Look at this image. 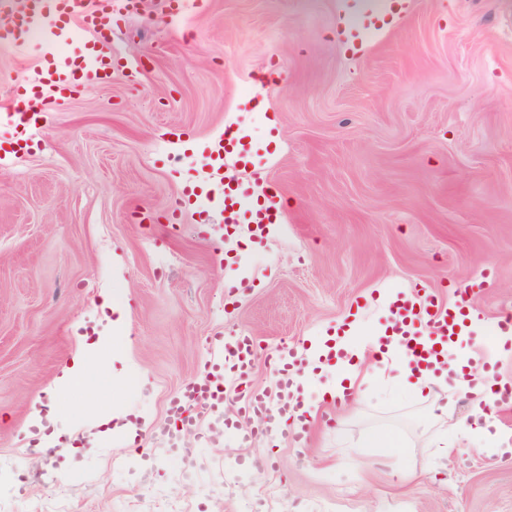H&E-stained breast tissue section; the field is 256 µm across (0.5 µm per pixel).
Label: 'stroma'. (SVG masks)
I'll use <instances>...</instances> for the list:
<instances>
[{
  "label": "stroma",
  "mask_w": 512,
  "mask_h": 512,
  "mask_svg": "<svg viewBox=\"0 0 512 512\" xmlns=\"http://www.w3.org/2000/svg\"><path fill=\"white\" fill-rule=\"evenodd\" d=\"M337 9L201 0L173 21L142 0L113 33L124 65L0 167V512H512V454L436 456L450 422L377 373L305 447L239 445L232 404L194 464L149 454L214 337L254 336L262 389L281 339L381 331L379 294L463 297L487 325L512 313V0H413L360 57ZM42 64L40 44L0 42V107ZM228 126L288 204L268 238L233 240L186 197ZM105 293L132 303L118 348ZM87 327L106 339L89 369L110 367L91 396L58 386ZM52 392L72 447L36 441L33 399ZM115 412L136 435L102 431ZM370 431L396 447H367Z\"/></svg>",
  "instance_id": "obj_1"
}]
</instances>
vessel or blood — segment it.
Segmentation results:
<instances>
[{
  "label": "vessel or blood",
  "mask_w": 512,
  "mask_h": 512,
  "mask_svg": "<svg viewBox=\"0 0 512 512\" xmlns=\"http://www.w3.org/2000/svg\"><path fill=\"white\" fill-rule=\"evenodd\" d=\"M139 4L140 0H0V30L17 23L23 27L26 39L49 46L35 77L23 75L14 79L9 107L0 113V119L25 130L38 127L43 114L54 111L76 90L107 82L114 61L112 26L122 17L136 13ZM406 8V0H350L339 19L337 34L351 51L363 52ZM234 142L230 133L213 142L214 163L203 183L219 190L225 223H244L251 237L263 238L269 235L271 225L280 221L278 201L273 195H264L262 202L251 208L248 220H241V201L235 188L226 182L223 171L224 154ZM393 307L400 318L409 356L421 362L438 356L440 346L463 335L467 328L465 313L451 312L428 289L401 295ZM304 350V345L280 342L273 368L275 386L268 393L249 387L257 356L253 338H214L210 372L184 384L169 399L167 413L181 414L184 406L196 398L205 400L209 413L222 411L224 384L229 381L245 391L240 411L253 423L246 440L287 439L296 446H304L309 429L294 421L302 405L301 390L294 384V370L301 363Z\"/></svg>",
  "instance_id": "1"
}]
</instances>
